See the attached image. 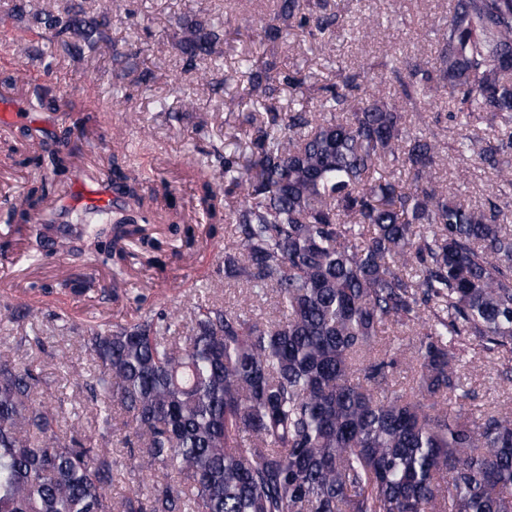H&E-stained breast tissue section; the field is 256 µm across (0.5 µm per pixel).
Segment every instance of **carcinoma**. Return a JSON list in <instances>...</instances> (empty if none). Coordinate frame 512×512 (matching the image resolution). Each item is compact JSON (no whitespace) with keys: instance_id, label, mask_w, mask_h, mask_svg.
I'll return each mask as SVG.
<instances>
[{"instance_id":"obj_1","label":"carcinoma","mask_w":512,"mask_h":512,"mask_svg":"<svg viewBox=\"0 0 512 512\" xmlns=\"http://www.w3.org/2000/svg\"><path fill=\"white\" fill-rule=\"evenodd\" d=\"M86 0H42L28 28L52 53L84 58L110 43L108 11ZM278 17L331 41V0H279ZM175 49L214 92L224 80L199 63L221 58L222 24L177 18ZM25 83L44 53L17 40ZM250 112L248 152L211 153L197 169V207L209 224H232L224 280L273 293L282 318L258 322L212 304L90 330L96 364L85 384L105 430L127 418L121 443L139 467L161 471L147 493L112 497V457L63 436L55 406L35 399L44 379L0 357V512H512V416L464 409L459 372L471 342L507 360L512 380V229L500 206L470 209L435 185L437 142L409 136L401 104L348 82L324 86L314 112L280 111L275 85L306 78L273 60L243 56ZM404 96L444 90L462 125L488 114L511 130L478 158L512 184V0H448L447 31L429 68L393 65ZM65 142L39 167L71 172ZM411 174L407 190L378 162ZM117 193L138 198L136 180L113 172ZM9 218L36 248L75 244L113 230L112 208L69 207L45 184L5 200ZM53 220L31 224L32 216ZM429 311L428 318L422 313ZM7 322L35 318L6 304ZM412 327L417 392L394 388L398 350L380 344Z\"/></svg>"}]
</instances>
